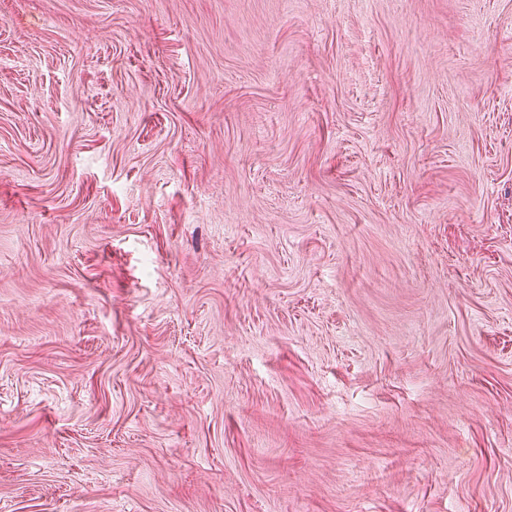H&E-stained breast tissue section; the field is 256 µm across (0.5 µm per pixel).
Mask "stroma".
<instances>
[{
  "mask_svg": "<svg viewBox=\"0 0 512 512\" xmlns=\"http://www.w3.org/2000/svg\"><path fill=\"white\" fill-rule=\"evenodd\" d=\"M0 512H512V0H0Z\"/></svg>",
  "mask_w": 512,
  "mask_h": 512,
  "instance_id": "1",
  "label": "stroma"
}]
</instances>
